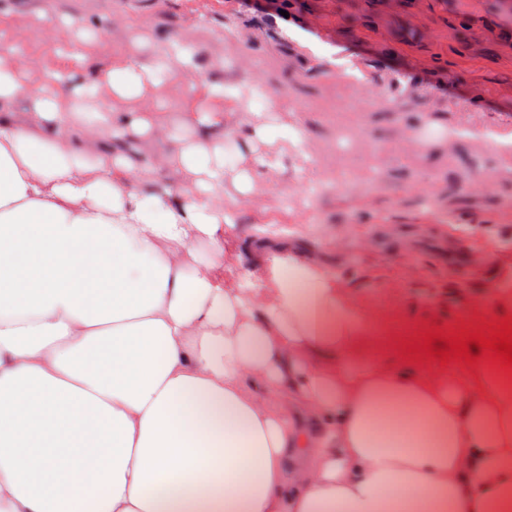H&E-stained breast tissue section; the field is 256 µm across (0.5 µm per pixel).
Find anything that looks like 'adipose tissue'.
Here are the masks:
<instances>
[{
    "label": "adipose tissue",
    "instance_id": "obj_1",
    "mask_svg": "<svg viewBox=\"0 0 512 512\" xmlns=\"http://www.w3.org/2000/svg\"><path fill=\"white\" fill-rule=\"evenodd\" d=\"M78 59L92 85L60 93L0 55V512H512L511 379L378 362L305 249L225 267V188L308 156L284 108L181 50ZM184 84L204 104L170 120ZM195 95V90L191 86L179 87L170 90L167 96L160 102V112H167L172 119L179 116V112L183 111L185 102Z\"/></svg>",
    "mask_w": 512,
    "mask_h": 512
}]
</instances>
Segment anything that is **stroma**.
Segmentation results:
<instances>
[{"label": "stroma", "mask_w": 512, "mask_h": 512, "mask_svg": "<svg viewBox=\"0 0 512 512\" xmlns=\"http://www.w3.org/2000/svg\"><path fill=\"white\" fill-rule=\"evenodd\" d=\"M307 12L322 25L318 39L289 28L283 15ZM102 34L95 48L107 61L130 49V34H147L145 52L193 49L205 78L220 83L235 72L244 86L263 83L292 101L291 123L303 126L310 160L289 168L253 199L232 203L225 264L245 271L246 242L268 225L279 244L316 246L329 271L355 298L372 304L386 337L379 360L402 366L390 337H409L422 321L453 325L474 315H512L492 307L483 275L460 282L442 267L433 229L442 220L469 217L492 225L501 251L512 253V155L498 140L512 132V24L507 0H278L261 12L245 0H0V53L44 58L59 91L92 82L75 65L79 38L46 41L63 19ZM429 30L432 40L421 37ZM353 50L361 81L332 68ZM452 80L458 97L428 87L404 92L398 75ZM378 88L373 108L358 102L361 84ZM423 135L436 130L450 151L419 146L397 128ZM490 174L492 193L477 175ZM353 239L347 252L331 244Z\"/></svg>", "instance_id": "obj_1"}]
</instances>
